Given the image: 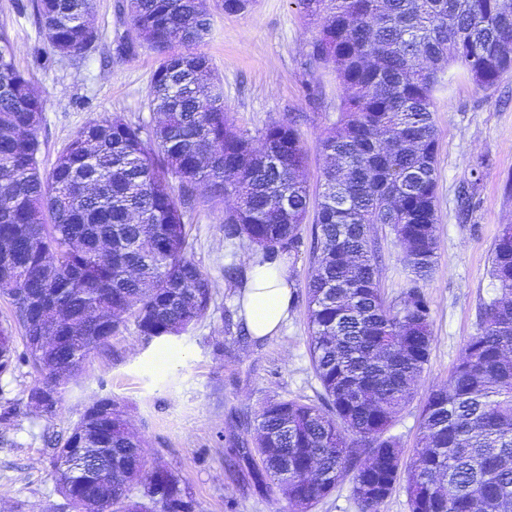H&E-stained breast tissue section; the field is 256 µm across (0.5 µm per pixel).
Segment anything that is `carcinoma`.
<instances>
[{
    "mask_svg": "<svg viewBox=\"0 0 512 512\" xmlns=\"http://www.w3.org/2000/svg\"><path fill=\"white\" fill-rule=\"evenodd\" d=\"M321 22L313 60L336 74V123L320 139L330 164L321 191L301 178L308 155L292 123L267 127L254 144L235 131L222 83L200 50L210 23L200 0H127L132 52L159 56L147 98L154 126L119 115L76 132L51 171L39 161L44 100L0 32V294L16 309L30 396L78 377L90 355L134 319L149 339L178 336L203 320L212 291L189 251L185 218L204 184L237 198L224 237L247 238L272 260L301 243L315 212L314 274L307 280L310 353L318 401L271 400L255 417L261 487L284 488L291 512H308L352 477L360 512H379L396 486L410 512H512V224L490 250L496 295L483 304L448 383L420 414L416 461L401 469L389 434L429 362L433 336L425 295L386 304L381 254L369 238L386 224L417 280L438 249L433 100L460 65L482 90L512 72V0H298ZM51 49L80 55L92 44L91 0H35ZM14 356L0 330V373ZM103 417L84 411L54 448V480L71 512H195L181 477L146 469L145 441L128 432L110 398ZM109 476L76 484L67 449Z\"/></svg>",
    "mask_w": 512,
    "mask_h": 512,
    "instance_id": "obj_1",
    "label": "carcinoma"
}]
</instances>
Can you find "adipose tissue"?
<instances>
[{"instance_id":"ef3b65f1","label":"adipose tissue","mask_w":512,"mask_h":512,"mask_svg":"<svg viewBox=\"0 0 512 512\" xmlns=\"http://www.w3.org/2000/svg\"><path fill=\"white\" fill-rule=\"evenodd\" d=\"M292 300L293 282L286 260L247 261L239 304L240 315L252 337L274 335L287 317Z\"/></svg>"}]
</instances>
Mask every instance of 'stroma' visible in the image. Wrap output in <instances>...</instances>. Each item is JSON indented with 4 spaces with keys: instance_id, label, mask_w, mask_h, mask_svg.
I'll return each instance as SVG.
<instances>
[{
    "instance_id": "35a3bbf8",
    "label": "stroma",
    "mask_w": 512,
    "mask_h": 512,
    "mask_svg": "<svg viewBox=\"0 0 512 512\" xmlns=\"http://www.w3.org/2000/svg\"><path fill=\"white\" fill-rule=\"evenodd\" d=\"M211 31L202 46L224 87V107L235 129L251 140L280 122L293 123L308 154L304 176L318 189L326 160L319 140L336 120V78L315 63L311 45L319 24L296 0H254L240 14L222 0H203ZM97 32L79 56L49 47L36 22L33 0H0V31L12 41L19 69L46 100L37 130L42 171H50L72 136L90 120L120 114L153 125L147 91L159 58L147 47L118 53L130 33L126 0H92ZM316 89L308 98L307 89ZM438 251L420 290L430 306L433 343L429 362L398 415L392 435L401 465L416 454L419 416L430 390L447 383L463 347L479 329L481 307L495 294L490 249L502 225L512 224V73L495 88L478 89L450 67L435 94ZM473 184L468 216L457 206L463 185ZM234 198L212 200L198 187L187 218L191 254L208 275L214 297L207 317L178 336L147 339L132 318L87 360L82 375L63 388L56 412L44 414L28 400L36 374L25 354L11 301L0 296V327L14 336V358L0 374V512H59L53 478L55 440L67 436L89 403L119 402L130 429L146 443L148 468L178 473L189 485L196 512H288L278 488H258L254 460L238 458V442L252 443L254 417L272 399H318L322 392L309 352L305 284L312 270L313 219L301 226V246L290 254L293 303L276 335L255 339L239 317L243 268L257 252L246 239H226L224 213ZM370 235L382 254L379 279L387 303H399L414 286L402 248L387 227Z\"/></svg>"
}]
</instances>
